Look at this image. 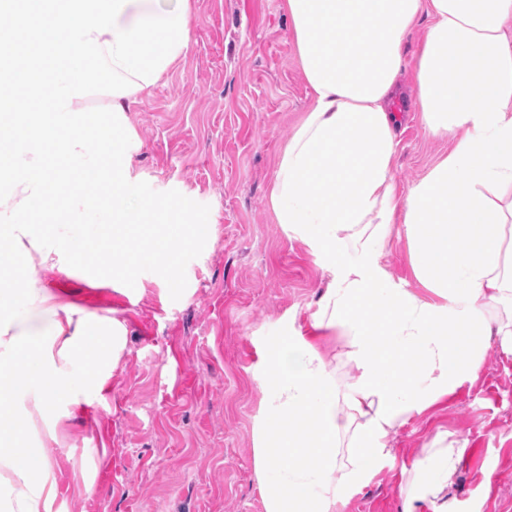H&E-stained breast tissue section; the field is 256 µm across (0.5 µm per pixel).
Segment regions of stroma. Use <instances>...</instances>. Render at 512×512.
<instances>
[{"mask_svg":"<svg viewBox=\"0 0 512 512\" xmlns=\"http://www.w3.org/2000/svg\"><path fill=\"white\" fill-rule=\"evenodd\" d=\"M190 5L187 53L126 114L131 174L146 194L188 196L191 219L214 224V239L185 253L175 285L145 268L128 296L96 280L92 261L65 281L68 300L125 319L128 354L102 403L46 450L60 512H264L254 458L261 358L282 327L308 331L330 280L319 249L277 223L269 202L310 102L282 0ZM398 140L404 191L454 147L417 112ZM382 264L424 294L403 225ZM438 436L467 448L445 499L459 512H512V355L497 341L473 382L390 431V457L336 512H401L411 465Z\"/></svg>","mask_w":512,"mask_h":512,"instance_id":"obj_1","label":"stroma"}]
</instances>
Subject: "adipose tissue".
<instances>
[{
	"label": "adipose tissue",
	"instance_id": "adipose-tissue-1",
	"mask_svg": "<svg viewBox=\"0 0 512 512\" xmlns=\"http://www.w3.org/2000/svg\"><path fill=\"white\" fill-rule=\"evenodd\" d=\"M311 89L283 148L270 200L278 223L320 248L331 280L311 329L284 328L263 361L255 465L265 512H335L388 457L390 430L473 381L490 338L512 355L501 263L512 217V0H284ZM0 512H53L43 450L102 398L127 353V326L45 286L87 258L126 292L137 271L180 277L209 242L178 194L145 195L126 164L130 102L150 94L190 41L189 0H0ZM428 17L419 55L401 47ZM66 44L63 54L53 44ZM33 62L17 77L16 49ZM409 106L452 151L399 193L393 167L403 73ZM401 223L425 294L395 283L380 258ZM340 334L355 372L339 387L321 347ZM354 450L336 472V450ZM465 454L439 447L404 512H448L441 495Z\"/></svg>",
	"mask_w": 512,
	"mask_h": 512
}]
</instances>
